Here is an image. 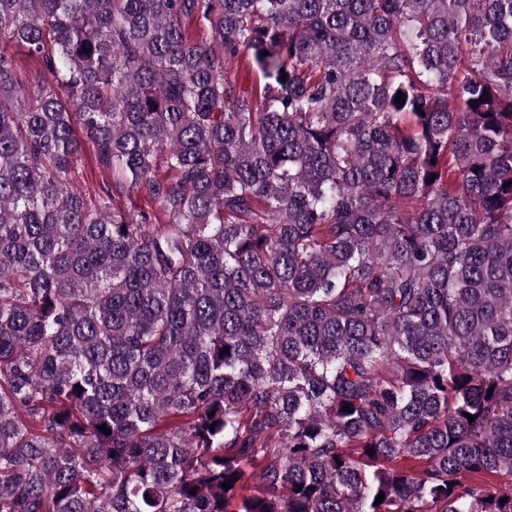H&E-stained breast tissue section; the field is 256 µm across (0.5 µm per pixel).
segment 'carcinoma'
Instances as JSON below:
<instances>
[{
  "mask_svg": "<svg viewBox=\"0 0 512 512\" xmlns=\"http://www.w3.org/2000/svg\"><path fill=\"white\" fill-rule=\"evenodd\" d=\"M0 512H512V0H0ZM81 170L83 175L80 173L78 177V186L84 193H86L87 197L89 196L94 198L99 187V183H101L102 180V173L96 165L92 151L88 148L84 154Z\"/></svg>",
  "mask_w": 512,
  "mask_h": 512,
  "instance_id": "cac0c4a2",
  "label": "carcinoma"
}]
</instances>
